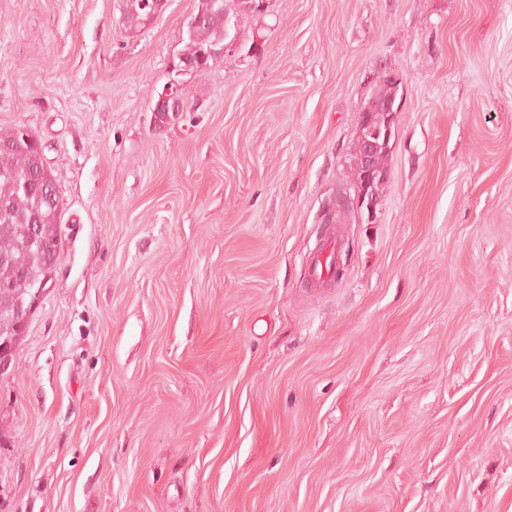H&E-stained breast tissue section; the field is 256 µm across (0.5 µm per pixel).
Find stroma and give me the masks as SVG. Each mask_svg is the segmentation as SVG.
I'll return each instance as SVG.
<instances>
[{"mask_svg":"<svg viewBox=\"0 0 512 512\" xmlns=\"http://www.w3.org/2000/svg\"><path fill=\"white\" fill-rule=\"evenodd\" d=\"M0 0V130L44 142L51 286L0 377V512H512V0ZM401 109L340 277L310 262L378 72ZM179 80L193 109L158 123ZM153 0H125L124 23L129 29L145 27V21L152 10ZM243 1H247L245 8L251 7L249 0ZM250 1H256V7L250 8L248 11H242L240 0H198L197 8L193 14L200 13L207 18L213 13H219L223 19L226 17L231 23L225 24L223 21L221 25H215V23L203 22L194 28H187L183 38L184 46L178 55L198 62L208 53L209 49H217L224 45L222 49L212 53L214 62H217L224 58L225 53L235 52L238 49L236 39L227 44H224V42L236 38L239 20L247 16L263 15L267 9L266 4L262 7L258 6L259 2H267V0Z\"/></svg>","mask_w":512,"mask_h":512,"instance_id":"obj_1","label":"stroma"}]
</instances>
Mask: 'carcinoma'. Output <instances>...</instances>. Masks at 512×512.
I'll use <instances>...</instances> for the list:
<instances>
[{"label":"carcinoma","instance_id":"cac0c4a2","mask_svg":"<svg viewBox=\"0 0 512 512\" xmlns=\"http://www.w3.org/2000/svg\"><path fill=\"white\" fill-rule=\"evenodd\" d=\"M152 5L153 0H125L123 15L127 27H144ZM241 6V0H198L195 13L206 18L218 13L227 18L228 23L204 22L185 30L184 46L179 55L199 61L209 50L236 37L240 19L260 16L267 9L264 5L244 11ZM399 86V79L384 67L369 99L379 103L396 99ZM29 137L35 134L24 126L0 133V345L7 341L13 350L20 340L15 324L30 312L36 286L50 271L45 246L58 245L62 230L63 210L46 190L44 175L48 167L44 153L27 141ZM32 224L39 226L41 247L29 242ZM16 269L25 271L27 280H14Z\"/></svg>","mask_w":512,"mask_h":512}]
</instances>
